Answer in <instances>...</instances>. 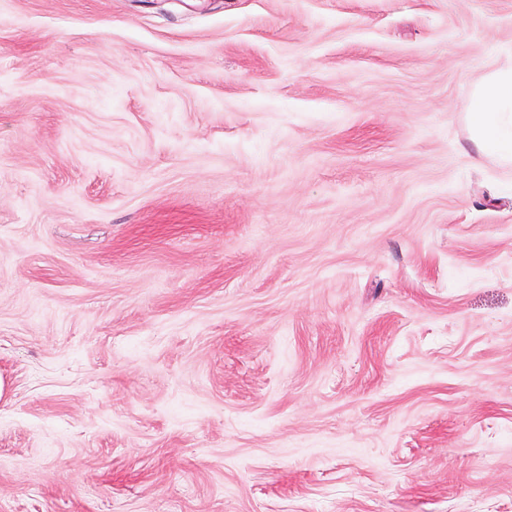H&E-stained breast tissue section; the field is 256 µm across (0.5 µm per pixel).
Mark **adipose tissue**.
I'll return each instance as SVG.
<instances>
[{
  "label": "adipose tissue",
  "instance_id": "1",
  "mask_svg": "<svg viewBox=\"0 0 512 512\" xmlns=\"http://www.w3.org/2000/svg\"><path fill=\"white\" fill-rule=\"evenodd\" d=\"M470 135L485 155L512 167V46L500 47L471 90Z\"/></svg>",
  "mask_w": 512,
  "mask_h": 512
}]
</instances>
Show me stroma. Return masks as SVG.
I'll use <instances>...</instances> for the list:
<instances>
[{
    "mask_svg": "<svg viewBox=\"0 0 512 512\" xmlns=\"http://www.w3.org/2000/svg\"><path fill=\"white\" fill-rule=\"evenodd\" d=\"M512 0H0V512H512ZM471 90V139L485 155L512 167V46L499 47Z\"/></svg>",
    "mask_w": 512,
    "mask_h": 512,
    "instance_id": "obj_1",
    "label": "stroma"
}]
</instances>
